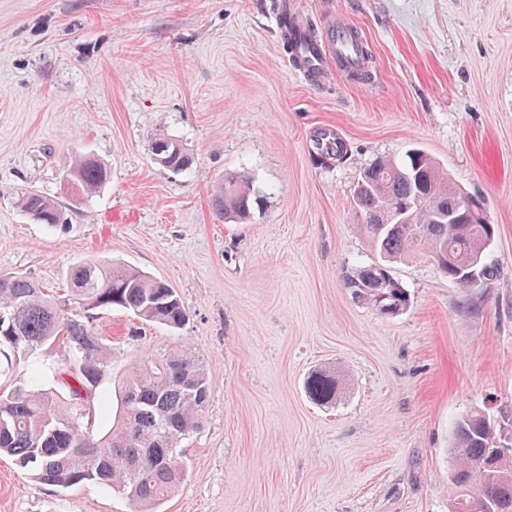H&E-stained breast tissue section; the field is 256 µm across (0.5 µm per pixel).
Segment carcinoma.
<instances>
[{"instance_id":"carcinoma-1","label":"carcinoma","mask_w":512,"mask_h":512,"mask_svg":"<svg viewBox=\"0 0 512 512\" xmlns=\"http://www.w3.org/2000/svg\"><path fill=\"white\" fill-rule=\"evenodd\" d=\"M167 142L166 168H188L190 156L177 140L159 137L150 149ZM96 161L76 155L70 177L86 193L107 180ZM460 188L448 180L427 153L414 149L402 162L380 157L364 171L350 207L360 231L385 260L423 252L442 272L468 288L479 277L493 276L486 262L493 237L487 215L458 213L448 223V200ZM260 203L250 185L227 177L212 195L219 217L245 220ZM33 220L58 224L61 207L35 192L23 199ZM378 214L383 223L367 224ZM70 288L54 296L33 279L0 274V455L31 468L41 484L70 488L102 484L126 496L133 512H157L185 476L179 463L182 439L198 430L210 402L208 368L192 347L173 343L152 348L135 359L114 387L112 428L90 431L85 419L95 409L103 380L112 374V346L92 325V312L120 308L175 332L187 319L175 290L165 281L121 265L87 258L68 272ZM358 301L383 316L408 304L403 285L383 264L371 263L345 278ZM60 345L65 371L35 361L41 351ZM318 402L336 397V380L317 372L307 383ZM502 434L480 412L456 424L448 482L455 490L451 512H512V450L501 448Z\"/></svg>"}]
</instances>
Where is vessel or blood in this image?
I'll return each mask as SVG.
<instances>
[{
    "mask_svg": "<svg viewBox=\"0 0 512 512\" xmlns=\"http://www.w3.org/2000/svg\"><path fill=\"white\" fill-rule=\"evenodd\" d=\"M296 57L300 74L307 78L323 75L332 65L348 76L363 74L369 70L362 35L344 24L330 29L321 41L299 36Z\"/></svg>",
    "mask_w": 512,
    "mask_h": 512,
    "instance_id": "b4317fda",
    "label": "vessel or blood"
}]
</instances>
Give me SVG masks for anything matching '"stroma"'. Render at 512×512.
Listing matches in <instances>:
<instances>
[{
  "label": "stroma",
  "mask_w": 512,
  "mask_h": 512,
  "mask_svg": "<svg viewBox=\"0 0 512 512\" xmlns=\"http://www.w3.org/2000/svg\"><path fill=\"white\" fill-rule=\"evenodd\" d=\"M348 21L372 77L302 78L282 13ZM331 130L340 160L317 157ZM179 140L193 166L150 150ZM419 148L484 198L494 275L458 287L418 253L392 262L406 309L379 315L344 277L376 255L351 215L363 169ZM107 182L91 196L72 153ZM263 204L245 224L211 207L225 176ZM36 192L66 223L35 222ZM94 257L167 281L179 334L209 365L185 481L160 512H448L455 426H512V0H0V274L65 293ZM93 324L112 373L171 334L115 308ZM339 380L311 399L315 371ZM87 483L41 485L0 456V512H132ZM163 142H168L171 145L168 153H164V157L170 156V161L168 162V165H162L157 160H155V161L157 163L161 164L162 166H164L172 171H175V172H179V171H183V170L187 169L188 166L190 165V161H191L189 154L187 153L185 148L182 146V144H180L177 140L169 138V137L163 136V137L155 138L152 141L150 149H151L152 155L154 156V159L156 156V153H155L156 146L161 145ZM174 145L177 146V149L175 151H173ZM107 176V170L91 158L75 155L71 160L70 177L86 193L98 189L105 183Z\"/></svg>",
  "instance_id": "35a3bbf8"
}]
</instances>
